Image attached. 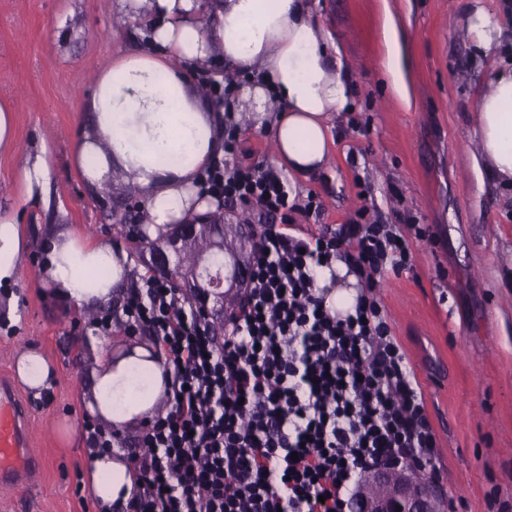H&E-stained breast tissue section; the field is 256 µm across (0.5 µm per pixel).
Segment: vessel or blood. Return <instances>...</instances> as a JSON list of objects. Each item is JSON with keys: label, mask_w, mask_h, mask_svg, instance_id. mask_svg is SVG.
Instances as JSON below:
<instances>
[{"label": "vessel or blood", "mask_w": 512, "mask_h": 512, "mask_svg": "<svg viewBox=\"0 0 512 512\" xmlns=\"http://www.w3.org/2000/svg\"><path fill=\"white\" fill-rule=\"evenodd\" d=\"M41 467L35 451L30 413L14 379L0 374V492L21 495L31 490Z\"/></svg>", "instance_id": "1"}]
</instances>
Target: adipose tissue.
<instances>
[{
  "mask_svg": "<svg viewBox=\"0 0 512 512\" xmlns=\"http://www.w3.org/2000/svg\"><path fill=\"white\" fill-rule=\"evenodd\" d=\"M144 22L141 41L98 78L89 122L75 160L89 186L120 175L140 189L144 223L181 224L214 209L201 193L198 175L224 154V109L191 89L188 71L223 63L242 74H262L252 87L259 115L280 107L267 130L276 143L275 161L308 175L323 164L329 122L348 109L355 93L352 70L332 33L314 15L311 0H213L203 22L198 0H133ZM467 37L476 55L491 58L492 80L480 93L470 136L480 151L472 167L478 178L512 191V31L483 0H463ZM105 268L109 276L92 279ZM132 262L111 241L91 240L70 225L51 228L40 278L56 299L96 308L128 283ZM148 376L146 390L129 396L132 367ZM20 381L41 396L55 382V368L36 351L19 356ZM171 376L156 354L136 346L119 361L104 354L92 376L89 404L105 425L131 427L154 414ZM133 469L124 456L93 458L89 485L97 500L128 499Z\"/></svg>",
  "mask_w": 512,
  "mask_h": 512,
  "instance_id": "ef3b65f1",
  "label": "adipose tissue"
}]
</instances>
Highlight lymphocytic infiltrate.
<instances>
[{"mask_svg": "<svg viewBox=\"0 0 512 512\" xmlns=\"http://www.w3.org/2000/svg\"><path fill=\"white\" fill-rule=\"evenodd\" d=\"M207 192L277 216L251 253L246 293L223 346L192 300L151 276L94 327L151 336L172 370L164 409L128 457L126 512H346L364 476L410 468L439 482L424 391L378 300L385 273L414 270L411 238L430 229L352 221L305 230L315 195L291 201L280 173L215 161ZM344 264L359 286L331 311L315 270Z\"/></svg>", "mask_w": 512, "mask_h": 512, "instance_id": "obj_1", "label": "lymphocytic infiltrate"}]
</instances>
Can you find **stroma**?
<instances>
[{"mask_svg":"<svg viewBox=\"0 0 512 512\" xmlns=\"http://www.w3.org/2000/svg\"><path fill=\"white\" fill-rule=\"evenodd\" d=\"M457 2L315 0L356 74V95L330 129L325 166L285 177L297 203L319 195L321 223H349L365 206L388 224L430 226V237L411 243L414 273L386 278L379 298L425 393L443 499L459 512H487L491 488L512 499V194L481 184L471 167L468 130L491 67L462 40ZM118 13V0H0V104L13 110L20 146L0 150V219L18 224L23 253L14 284L0 286V373L13 370L19 349L39 351L58 371L41 397L23 394L45 459L36 497L1 498L0 512H98L82 444L61 441L56 428L65 419L82 426L101 350L120 355L132 339L116 331L74 354L72 337L95 331L36 268L57 224L130 243L115 221L125 182L114 179L101 206L74 162L94 77L136 41V25L114 27ZM389 17L406 39V103L382 73ZM30 155L48 166L32 184Z\"/></svg>","mask_w":512,"mask_h":512,"instance_id":"stroma-1","label":"stroma"}]
</instances>
